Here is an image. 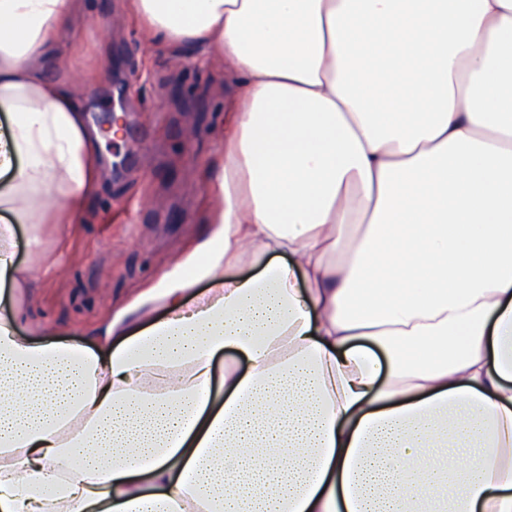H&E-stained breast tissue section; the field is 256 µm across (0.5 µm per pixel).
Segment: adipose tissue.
Returning <instances> with one entry per match:
<instances>
[{"label": "adipose tissue", "mask_w": 512, "mask_h": 512, "mask_svg": "<svg viewBox=\"0 0 512 512\" xmlns=\"http://www.w3.org/2000/svg\"><path fill=\"white\" fill-rule=\"evenodd\" d=\"M129 5L235 83L214 229L98 348L18 333L15 226L106 139L48 73L83 0H0V512H512V0Z\"/></svg>", "instance_id": "ef3b65f1"}]
</instances>
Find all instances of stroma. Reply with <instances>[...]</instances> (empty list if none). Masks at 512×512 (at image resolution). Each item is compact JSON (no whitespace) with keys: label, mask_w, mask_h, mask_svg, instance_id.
I'll use <instances>...</instances> for the list:
<instances>
[{"label":"stroma","mask_w":512,"mask_h":512,"mask_svg":"<svg viewBox=\"0 0 512 512\" xmlns=\"http://www.w3.org/2000/svg\"><path fill=\"white\" fill-rule=\"evenodd\" d=\"M67 42L53 76L75 78L93 123L112 107L110 74L120 68L131 133L108 141L121 174L105 177L80 223L18 225L16 259L31 285L14 304L24 316L21 334L38 340L49 330L57 341L91 347L93 327L210 232L202 170L224 148L232 89L223 61L148 37L127 0H85V18ZM56 255L61 269L46 277L44 261Z\"/></svg>","instance_id":"obj_1"}]
</instances>
